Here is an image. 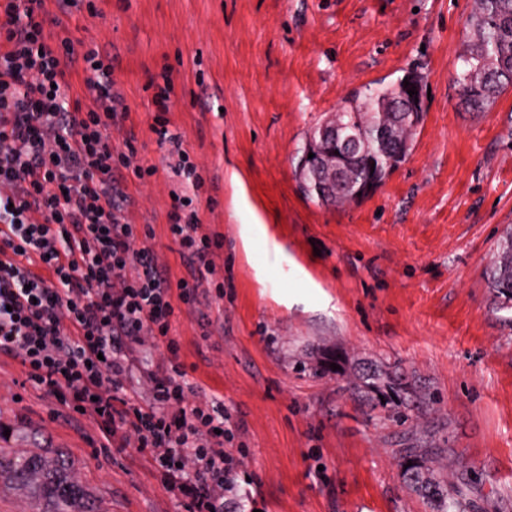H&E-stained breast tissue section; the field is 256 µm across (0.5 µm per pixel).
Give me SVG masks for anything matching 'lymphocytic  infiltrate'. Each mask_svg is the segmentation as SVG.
Returning <instances> with one entry per match:
<instances>
[{
    "label": "lymphocytic infiltrate",
    "instance_id": "lymphocytic-infiltrate-1",
    "mask_svg": "<svg viewBox=\"0 0 512 512\" xmlns=\"http://www.w3.org/2000/svg\"><path fill=\"white\" fill-rule=\"evenodd\" d=\"M45 0H0V354L72 413L93 417L105 445L135 441L164 472L185 512H224L237 494L224 453V405L192 400L179 366L148 372L144 404L118 398L135 361L122 343L151 337L170 353L174 301L191 302L213 272L219 237L199 231L193 209L202 178L186 151L174 174L169 229L191 262L171 283L150 249L122 223L119 169L153 168L115 151L110 129L124 105L110 95L112 59L45 32ZM82 67L103 110H82L68 74ZM135 274L124 278L127 266Z\"/></svg>",
    "mask_w": 512,
    "mask_h": 512
}]
</instances>
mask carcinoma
Returning a JSON list of instances; mask_svg holds the SVG:
<instances>
[{
  "label": "carcinoma",
  "mask_w": 512,
  "mask_h": 512,
  "mask_svg": "<svg viewBox=\"0 0 512 512\" xmlns=\"http://www.w3.org/2000/svg\"><path fill=\"white\" fill-rule=\"evenodd\" d=\"M471 39L463 44L458 60L462 71L456 77L460 94L475 112L489 110L512 87V0H474L469 17ZM413 82L418 94L411 96L403 81ZM422 78L409 72L389 84L367 87L344 101L337 122L345 125L357 142L354 160L345 169L336 194L329 198L314 188H302L314 203L322 206L358 202L374 192L394 171L387 164L405 161L413 136L422 120ZM489 283L504 303L512 301V229L502 236L497 259L489 272ZM403 477L415 491L433 502L436 512H461L462 488H446L417 456H407ZM41 471V480L30 483L27 473ZM0 477L15 488L42 500L45 512H97L95 503L77 479L74 465L65 456L0 448Z\"/></svg>",
  "instance_id": "carcinoma-1"
}]
</instances>
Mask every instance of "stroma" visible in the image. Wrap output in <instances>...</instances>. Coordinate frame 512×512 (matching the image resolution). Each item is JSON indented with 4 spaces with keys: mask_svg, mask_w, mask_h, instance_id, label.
Segmentation results:
<instances>
[{
    "mask_svg": "<svg viewBox=\"0 0 512 512\" xmlns=\"http://www.w3.org/2000/svg\"><path fill=\"white\" fill-rule=\"evenodd\" d=\"M46 0L45 30L112 58L127 108L112 144L135 225L171 281L190 268L169 232L177 150L203 179L201 233L224 240L171 335L136 355L180 363L194 398L218 397L224 452L254 512H435L402 475L406 449L464 485V512H512V310L487 271L512 226V89L486 112L455 82L471 0ZM421 74L428 93L406 160L367 198L319 206L296 168L315 127L365 86ZM385 377L355 389L363 368ZM5 448L71 457L100 512H185L135 443L102 447L0 354Z\"/></svg>",
    "mask_w": 512,
    "mask_h": 512,
    "instance_id": "1",
    "label": "stroma"
}]
</instances>
